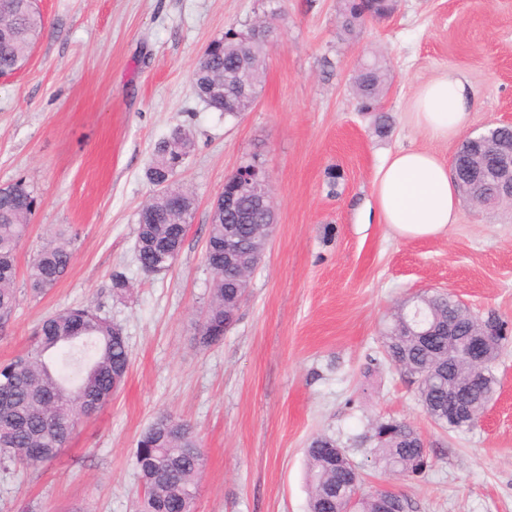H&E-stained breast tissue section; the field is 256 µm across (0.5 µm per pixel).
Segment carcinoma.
<instances>
[{"mask_svg": "<svg viewBox=\"0 0 512 512\" xmlns=\"http://www.w3.org/2000/svg\"><path fill=\"white\" fill-rule=\"evenodd\" d=\"M378 8L379 0H341V34L356 35ZM45 26L37 0H0V74H13L26 66ZM268 31L263 21L253 26L244 49L229 40L230 29L211 42L210 52L196 63L191 75L195 93L207 99L211 109L224 111V98L234 93L239 70L259 85L258 63L265 57ZM385 76L386 69L377 58L357 69L354 89L363 110L380 111ZM189 145L190 137L180 127L160 140L147 170L149 181L171 192H185L173 180L178 169L174 155H186ZM492 168L490 147L465 139L453 163L459 190L479 205L497 202L498 183ZM37 207V197L23 180L0 191V336L8 330L19 305L17 254ZM180 222L178 212L159 196L141 208L136 255L144 273L170 268L165 251L179 253L185 241ZM258 231L257 224L238 225L243 251L254 247ZM72 257L70 241L63 234L42 247L27 266L31 292L38 295L54 287L68 271ZM204 261L214 274V284L198 341L208 347L223 342L224 315L242 304L238 292L224 287V225H208ZM450 319L458 321L463 336L497 322L492 313L482 319L459 312L455 300L441 294L423 297L415 316L434 330L443 329ZM408 322L404 309L393 314L388 331L382 334L385 359L416 384V398L436 424L453 431L470 430L448 419V337L433 336L423 343L409 335ZM497 359L496 355L489 358L480 386L469 390L478 406L493 399L497 391L493 374ZM130 365L125 337L115 335L112 322L95 308L69 307L41 319L30 347L0 362V390L8 392V398L0 400V463L36 468L56 458L80 422L112 401V379L124 378ZM370 439L375 443L374 463L383 464L400 478L413 479L431 467L421 434L407 422H378ZM306 455L309 512H382L383 491H363L352 497L361 476L346 449H338L330 438L316 436ZM204 461L201 442L188 421L159 417L137 441L135 464L143 493L139 512H191Z\"/></svg>", "mask_w": 512, "mask_h": 512, "instance_id": "1", "label": "carcinoma"}]
</instances>
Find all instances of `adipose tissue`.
<instances>
[{
  "label": "adipose tissue",
  "instance_id": "adipose-tissue-1",
  "mask_svg": "<svg viewBox=\"0 0 512 512\" xmlns=\"http://www.w3.org/2000/svg\"><path fill=\"white\" fill-rule=\"evenodd\" d=\"M412 109L419 130L447 140L466 127L472 98L464 78L447 71L419 88ZM373 193L382 222L404 238L440 235L457 220L460 192L455 179L427 151L401 148L391 152L379 170Z\"/></svg>",
  "mask_w": 512,
  "mask_h": 512
}]
</instances>
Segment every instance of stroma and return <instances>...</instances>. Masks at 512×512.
Segmentation results:
<instances>
[{
    "instance_id": "1",
    "label": "stroma",
    "mask_w": 512,
    "mask_h": 512,
    "mask_svg": "<svg viewBox=\"0 0 512 512\" xmlns=\"http://www.w3.org/2000/svg\"><path fill=\"white\" fill-rule=\"evenodd\" d=\"M45 31L26 68L0 78V186L25 180L40 201L17 255L58 234L73 259L54 288L21 291L0 361L22 353L41 318L99 308L128 343L125 385L51 463L0 467V512H135L137 440L158 416L194 426L204 449L195 512H308L305 449L317 435L348 449L364 490L389 488L413 512H512V344L481 422L436 425L381 354L391 312L447 292L512 332V204L461 200L438 237L402 238L379 221L373 183L387 152L415 147L452 164L460 139L435 141L410 112L419 86L455 70L473 100L468 134L512 124V0H399L395 13L339 35V0H39ZM274 15L255 108L229 117L195 94L191 72L228 28ZM387 69L385 134L353 88L360 62ZM177 126L193 149L177 180L196 209L176 263L145 274L138 212L156 143ZM260 156L276 232L221 344L196 324L213 274L204 263L225 177ZM129 282L112 289L113 275ZM422 435L432 467L405 481L375 464L370 425Z\"/></svg>"
}]
</instances>
